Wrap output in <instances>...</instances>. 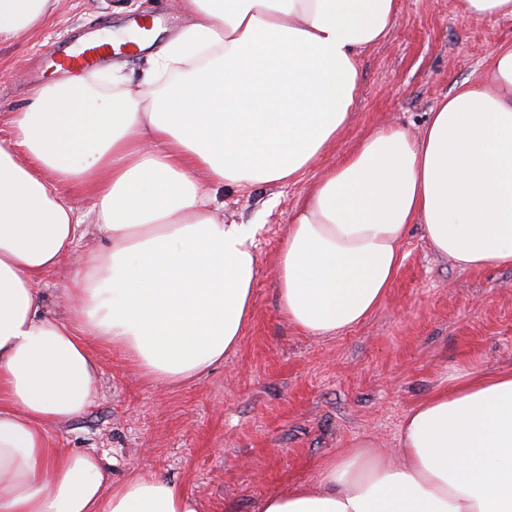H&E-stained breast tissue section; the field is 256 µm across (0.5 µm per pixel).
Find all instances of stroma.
Segmentation results:
<instances>
[{"label":"stroma","instance_id":"obj_1","mask_svg":"<svg viewBox=\"0 0 512 512\" xmlns=\"http://www.w3.org/2000/svg\"><path fill=\"white\" fill-rule=\"evenodd\" d=\"M399 2L388 35L358 55L359 94L336 143L296 182L218 193L225 222L260 227L253 316L236 351L200 380L172 387L91 345L95 397L53 427L61 447L97 453L116 482L149 470L197 497L204 512H259L265 498L314 483L319 460L351 444L397 452L407 412L449 377L512 368V267H459L416 225L386 299L362 323L314 337L280 309L277 256L311 183L374 131L417 132L459 84L484 75L497 47L512 43V18L474 19L460 0ZM143 17L159 19L164 43L191 23L179 0H59L42 26L0 42V129L36 90L66 77L50 54ZM145 67L143 53L124 49L88 77L106 94L113 70L136 81Z\"/></svg>","mask_w":512,"mask_h":512}]
</instances>
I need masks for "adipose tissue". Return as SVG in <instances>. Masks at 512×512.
Returning <instances> with one entry per match:
<instances>
[{
    "label": "adipose tissue",
    "mask_w": 512,
    "mask_h": 512,
    "mask_svg": "<svg viewBox=\"0 0 512 512\" xmlns=\"http://www.w3.org/2000/svg\"><path fill=\"white\" fill-rule=\"evenodd\" d=\"M56 0H0V41ZM192 24L112 92L74 75L38 89L0 138V512H203L147 470L110 483L51 426L92 403L88 343L179 385L234 352L253 314L255 224L224 223L211 192L299 179L344 131L358 53L398 0H181ZM79 187L106 249L82 252ZM420 225L464 268L512 266V44L458 85L418 134L375 131L311 187L277 257L284 315L313 336L385 300ZM72 263L68 310L43 311L45 277ZM399 460L357 443L316 485L260 512H512V369L454 376L406 415Z\"/></svg>",
    "instance_id": "ef3b65f1"
}]
</instances>
